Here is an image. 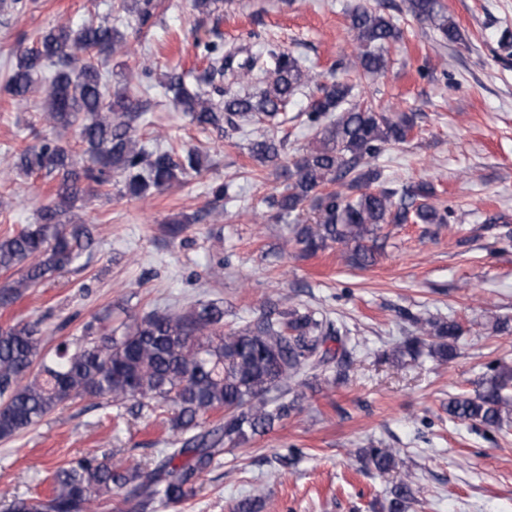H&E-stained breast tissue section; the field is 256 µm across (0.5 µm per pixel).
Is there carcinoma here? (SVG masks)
I'll return each mask as SVG.
<instances>
[{
	"instance_id": "1",
	"label": "carcinoma",
	"mask_w": 512,
	"mask_h": 512,
	"mask_svg": "<svg viewBox=\"0 0 512 512\" xmlns=\"http://www.w3.org/2000/svg\"><path fill=\"white\" fill-rule=\"evenodd\" d=\"M412 16L435 24L442 39L456 43L461 34L443 13L440 0H408ZM127 25L153 23L155 0H122ZM357 53L347 61L358 79L387 70V48L402 30L377 5L357 4L348 14ZM126 43V34L106 22L80 27L53 26L28 46L18 45L4 91L18 103L29 101L46 69H53L41 101L42 117L53 130L77 127L80 152L54 134L17 153L14 168L25 176L45 173L56 181L54 196L38 205L36 219L0 236V308L6 310L48 276L64 271L94 244L92 228L75 224L70 213L85 196L98 193L117 178L126 193L144 197L201 172L199 152L182 153L150 146L137 136L146 100L126 86L110 85L106 64ZM208 68L187 81L175 71L162 74L173 103L197 127L238 132L261 117L283 123L288 105L315 76L289 50L268 45L235 63V53L204 43ZM241 85L224 90V77ZM355 85L334 80L310 96L307 118L314 142L293 162L282 166V186L269 205L280 218L307 219L293 226L295 244L315 255L337 244L347 262L365 267L376 261L384 224H446L453 215L435 201L434 187L420 181L397 191L384 186L375 161L388 147L407 140L412 124L405 115L389 116L373 105L352 103ZM249 153L279 166L281 143L269 131L253 128ZM410 317V314H405ZM412 318V317H410ZM416 334L385 354L396 363L427 356L446 363L457 356L465 329L456 320L412 318ZM347 330L323 312L306 306L267 303L242 327L224 331V307L200 302L185 309L155 308L117 329L96 336L93 324L83 336L64 339L46 352L47 331L38 321L0 323V439L36 425L60 406L86 398H109L116 406L136 400L151 411L172 407L171 428L180 437L153 462L119 465L92 455L74 459L50 475L51 493L13 500L8 512H112V488L136 500L137 512L158 503L180 504L197 495L202 475L228 448L262 435L290 415L309 385L312 371L347 376L351 359L340 343ZM221 416L209 429L191 436L198 418ZM448 416L495 431L512 427V368L487 365L481 388L448 400ZM358 456L380 474L396 467L391 448L370 446ZM415 500L408 481L390 491L387 512H408Z\"/></svg>"
}]
</instances>
